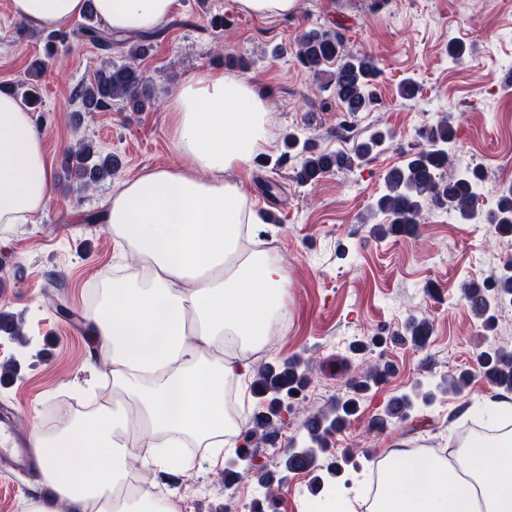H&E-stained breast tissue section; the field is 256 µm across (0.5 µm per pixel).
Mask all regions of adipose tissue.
Masks as SVG:
<instances>
[{
  "label": "adipose tissue",
  "instance_id": "1",
  "mask_svg": "<svg viewBox=\"0 0 512 512\" xmlns=\"http://www.w3.org/2000/svg\"><path fill=\"white\" fill-rule=\"evenodd\" d=\"M112 31H146L177 0H94ZM85 0H11L17 20L59 28ZM176 164L123 182L100 216L132 258L124 274L103 271L85 311L89 337L109 366L111 402L89 392L83 412L50 430L32 424L35 481L46 494L26 512H186L175 490L131 488L132 464L191 477L218 469L244 423L226 405L286 314L288 275L254 239L255 215L230 171L270 152L268 103L250 78L189 77L166 102ZM55 195L44 137L32 112L0 93V232L31 223ZM487 426L453 459L408 448L389 453L371 512H512V400L494 402Z\"/></svg>",
  "mask_w": 512,
  "mask_h": 512
}]
</instances>
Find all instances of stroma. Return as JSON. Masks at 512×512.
I'll list each match as a JSON object with an SVG mask.
<instances>
[{
	"label": "stroma",
	"instance_id": "stroma-1",
	"mask_svg": "<svg viewBox=\"0 0 512 512\" xmlns=\"http://www.w3.org/2000/svg\"><path fill=\"white\" fill-rule=\"evenodd\" d=\"M224 17V51L214 50L211 17ZM342 26L352 49L373 55L381 107L357 116L324 108L332 97L326 77L294 62L293 40L311 28ZM160 37L140 62L157 100H165L192 73L226 70V56L241 60L270 106L272 153L254 159L250 170L235 173L253 210L265 222L259 232L288 272V310L284 329L269 348L251 354V369L297 355L307 360L309 403L320 407L348 389V374L336 372V356L350 343L386 336L391 373L360 403L357 416L331 443L335 455L354 452L359 470L344 474L349 495L372 494L378 462L397 443L416 449H448L455 438L478 424L479 408L500 399L502 389L475 378L464 395L441 394L428 411L427 426L403 436L390 430L369 432L368 423L393 397L415 384H431L465 368L492 346L512 349V317H500L486 330L463 298L465 283L493 275L512 256V236H499L487 219L499 189L512 183V0H298L294 15L261 19L240 12L236 0H179L163 21ZM45 30L16 21L11 0H0V87H19L28 66L44 55ZM462 47V59L448 56ZM104 55L95 46L71 39L59 46L38 79L43 106L35 115L47 155L58 163L63 149L85 138L102 153L120 157L119 175L96 189L57 181L56 195L33 223L14 225L0 235V312L17 319L24 341L0 332V364L16 371L0 381V406L10 410L19 431L31 419L56 425L60 410L77 413L78 390L95 376L94 348L83 319L99 271L121 260L107 225L87 223L104 208L121 181L143 170L174 164L163 108L129 112L114 103L107 112L85 116L72 126L75 87L89 81ZM418 85L415 97L399 94L405 79ZM450 117L455 139L447 175L461 165L484 172L488 195L478 218L452 222L446 211L427 210L413 236L378 239L366 223L371 205L384 191L383 176L417 148L420 128ZM391 130L384 151L362 166L327 174L314 186H298L293 166L281 163L284 139L298 134L327 152L351 150L374 128ZM426 316L434 326L425 348L393 340L391 334L410 315ZM306 413L288 414L277 446L258 445L257 468L243 471L225 487L218 471L201 469L194 480L139 476L155 490H178L187 512H250L260 498L258 467L276 469L294 439L303 435ZM32 472L0 471V512H24L37 494Z\"/></svg>",
	"mask_w": 512,
	"mask_h": 512
}]
</instances>
